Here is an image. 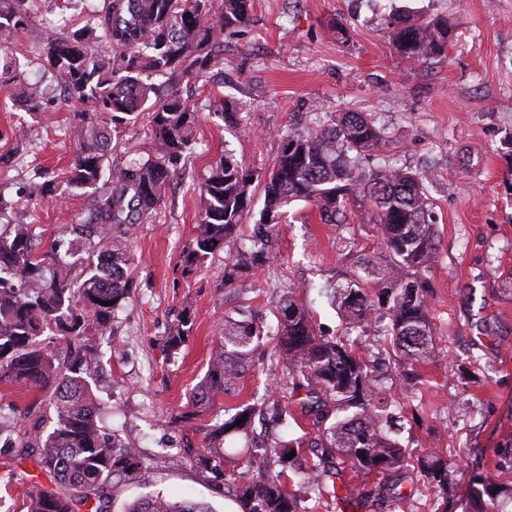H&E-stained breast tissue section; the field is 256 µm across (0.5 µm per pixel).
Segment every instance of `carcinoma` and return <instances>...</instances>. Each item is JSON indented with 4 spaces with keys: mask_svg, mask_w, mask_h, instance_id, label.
<instances>
[{
    "mask_svg": "<svg viewBox=\"0 0 512 512\" xmlns=\"http://www.w3.org/2000/svg\"><path fill=\"white\" fill-rule=\"evenodd\" d=\"M37 0H0V42L28 27ZM253 0H107L103 10L75 29L61 16L44 50L45 69L52 72L64 96L90 108L81 110L67 131L74 143V162L60 178L36 182L34 204L69 193L89 200L90 218L73 229L88 231L92 251L85 259L86 279L76 289L66 263L49 268L36 252L31 224H19L9 237L0 235V385L25 384L50 397L52 427L42 422L22 437L0 419V441L15 449L14 460H34L53 487L38 483L28 491L27 512H112V482L144 476L138 449L118 432L100 425L101 404L88 378L101 361L94 336L110 327L117 309L129 298L133 278L124 238L135 225L157 213L165 187L195 148V110L175 90L182 80L206 76L224 54V33L245 27ZM392 45L402 58L425 63L447 54L455 34L446 17L417 19L406 11L385 16ZM166 78L167 89L149 81ZM28 112L43 111L47 100L39 86L20 85L16 93ZM213 115L224 124L238 123L237 113L217 94L210 99ZM148 115L147 156L125 165L106 167L112 134ZM388 141L383 129L361 112H338L313 132L288 130L272 168L263 175L249 171L226 152L211 162L200 184V220L187 252L199 262L224 242L241 234L252 206V184L263 183V208L249 238L253 246L228 256L224 285L248 288V277L265 266L284 208L305 201L320 209L321 219L343 223L347 207L368 200L377 212L376 229L389 254L381 265L362 262V274L333 295L346 334L362 328L370 312L388 319L396 357L403 365L424 361L434 349L425 298L426 274L437 244L434 203L428 185L431 173L375 165ZM378 288L370 297L367 286ZM274 308L279 353L286 365L290 394L306 393L300 405L312 417L317 434L254 443L244 449V469L224 477L230 453L224 439L248 433L258 414L284 428L293 413L270 391L227 419L214 417L206 426V453L197 464L224 481V491L239 501L242 512H315L326 496H337L327 481L348 465L363 475H390L403 466L406 449L394 437L395 414L388 411L371 376V367L354 342L317 333L309 312L290 295ZM49 331L73 347L66 362L39 340ZM264 335L261 317L250 310L242 318H224V336L207 373L193 395L192 406L210 408L217 396L234 389ZM311 448L315 472L309 491L311 508L283 483L287 455L302 445ZM427 489L448 487L447 462L437 455L423 467ZM373 498L363 490L359 504L389 497L406 499L398 485L381 484ZM123 512H214L200 502L173 501L161 493L138 499Z\"/></svg>",
    "mask_w": 512,
    "mask_h": 512,
    "instance_id": "cac0c4a2",
    "label": "carcinoma"
}]
</instances>
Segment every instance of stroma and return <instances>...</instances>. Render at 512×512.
I'll use <instances>...</instances> for the list:
<instances>
[{
	"label": "stroma",
	"instance_id": "35a3bbf8",
	"mask_svg": "<svg viewBox=\"0 0 512 512\" xmlns=\"http://www.w3.org/2000/svg\"><path fill=\"white\" fill-rule=\"evenodd\" d=\"M103 0H41L33 24L0 45L22 79L49 83L39 48L60 14L83 26ZM430 19L447 16L456 38L444 59L413 64L400 58L383 18L391 9ZM345 33L331 36L333 21ZM213 80L182 82L179 93L196 108L197 143L167 188L156 214L136 226L125 243L133 288L101 340L103 358L91 385L105 404L107 429L139 449L146 475L138 482L115 479L114 512L125 503L160 492L170 499L209 503L214 512H240L237 501L187 461L185 451L204 447L213 414L261 397L286 375L276 336L263 338L233 392L213 409L193 411L191 393L204 378L222 340L224 319L249 306L275 327L272 301L289 292L310 312L317 328L344 333L326 297L345 284L361 258L386 262L369 203L350 205L341 224L325 223L314 205L297 202L274 236L273 259L241 294L224 285V259L247 246L238 237L204 261L186 253L199 222L198 185L206 166L232 152L254 173H265L282 136L307 129L334 112H364L384 127L390 163L434 170L438 250L428 275V315L434 351L416 363L410 378L397 373L395 352L378 313L354 332L374 360L381 384L397 405L395 436L406 464L392 473L406 501L387 512H512V156L501 149L512 132V0H254L248 26L224 35V55ZM221 91L239 114L225 125L211 116L209 98ZM14 87L0 78V192L14 207L0 220V234L35 220L36 247L46 254L54 241L69 244L74 284L85 279L87 240L71 227L89 213L86 197L64 194L30 206L35 172L66 169L75 146L65 130L79 104L57 99L28 113L14 102ZM184 333L175 355L165 337ZM436 453L448 462V495L425 490L418 458ZM0 447V512H27L32 482L47 484L33 461L10 466ZM492 477L497 498L476 495Z\"/></svg>",
	"mask_w": 512,
	"mask_h": 512
}]
</instances>
